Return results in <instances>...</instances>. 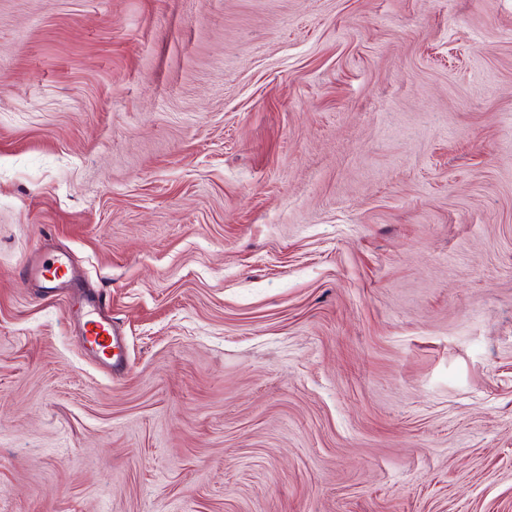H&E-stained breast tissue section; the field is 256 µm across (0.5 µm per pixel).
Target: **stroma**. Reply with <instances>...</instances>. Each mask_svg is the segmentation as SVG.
Returning <instances> with one entry per match:
<instances>
[{
    "label": "stroma",
    "instance_id": "1",
    "mask_svg": "<svg viewBox=\"0 0 512 512\" xmlns=\"http://www.w3.org/2000/svg\"><path fill=\"white\" fill-rule=\"evenodd\" d=\"M0 512H512V0H0ZM26 276L42 284H51L45 289L52 295L60 291L69 297H76L81 304L79 320L83 343L95 350L100 362L113 368L112 372L121 373L125 370L126 365L118 359L119 354L116 353L123 343L121 332L111 318L102 314L106 296L101 291L89 293L86 290L82 278L74 272L69 255L62 253L42 263L30 265Z\"/></svg>",
    "mask_w": 512,
    "mask_h": 512
}]
</instances>
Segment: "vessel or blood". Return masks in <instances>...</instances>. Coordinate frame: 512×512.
I'll return each mask as SVG.
<instances>
[{
  "mask_svg": "<svg viewBox=\"0 0 512 512\" xmlns=\"http://www.w3.org/2000/svg\"><path fill=\"white\" fill-rule=\"evenodd\" d=\"M27 277L50 284L52 291L77 298L81 304V338L98 354L101 363L120 373L125 369L118 351L122 346L121 332L111 318L103 315L106 298L102 293L88 292L67 254H60L42 263L29 266Z\"/></svg>",
  "mask_w": 512,
  "mask_h": 512,
  "instance_id": "1",
  "label": "vessel or blood"
}]
</instances>
